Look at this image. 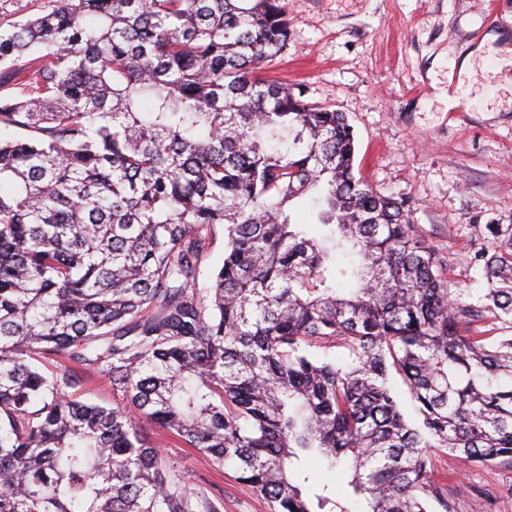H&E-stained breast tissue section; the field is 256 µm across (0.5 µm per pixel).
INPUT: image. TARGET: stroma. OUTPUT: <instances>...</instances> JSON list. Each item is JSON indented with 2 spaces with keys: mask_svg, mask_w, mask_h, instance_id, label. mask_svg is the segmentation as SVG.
<instances>
[{
  "mask_svg": "<svg viewBox=\"0 0 512 512\" xmlns=\"http://www.w3.org/2000/svg\"><path fill=\"white\" fill-rule=\"evenodd\" d=\"M286 3L290 38L266 76L346 113L358 175L407 199L413 231L450 288L477 299L486 280L472 257L489 245L488 225H512V56L480 44L489 34L512 38V0ZM144 434L192 487L221 497L223 512H273L232 466L174 446L153 426ZM432 460L455 512H512V464H466L438 451Z\"/></svg>",
  "mask_w": 512,
  "mask_h": 512,
  "instance_id": "35a3bbf8",
  "label": "stroma"
}]
</instances>
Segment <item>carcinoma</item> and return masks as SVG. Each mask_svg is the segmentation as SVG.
<instances>
[{"label":"carcinoma","mask_w":512,"mask_h":512,"mask_svg":"<svg viewBox=\"0 0 512 512\" xmlns=\"http://www.w3.org/2000/svg\"><path fill=\"white\" fill-rule=\"evenodd\" d=\"M49 2L0 24V512H223L145 423L276 512H455L430 449L512 464V227L486 292L450 291L346 113L261 76L286 0ZM82 370L125 403L79 400ZM311 483L328 484L330 491L336 496V501L344 503L348 498V489L344 477L334 471H328L325 466L313 462L310 465Z\"/></svg>","instance_id":"carcinoma-1"}]
</instances>
